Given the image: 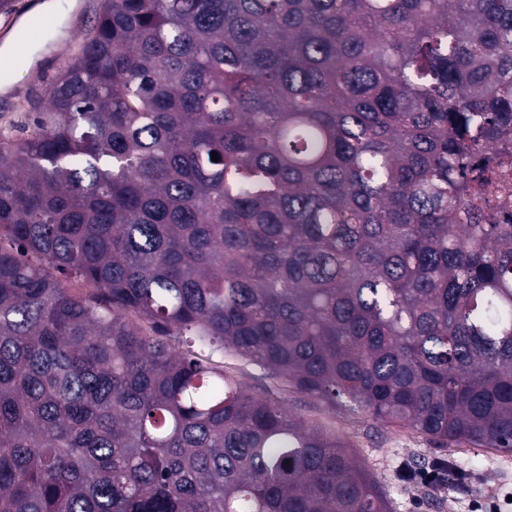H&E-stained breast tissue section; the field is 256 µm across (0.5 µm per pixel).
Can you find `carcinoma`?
Listing matches in <instances>:
<instances>
[{
	"label": "carcinoma",
	"mask_w": 512,
	"mask_h": 512,
	"mask_svg": "<svg viewBox=\"0 0 512 512\" xmlns=\"http://www.w3.org/2000/svg\"><path fill=\"white\" fill-rule=\"evenodd\" d=\"M30 111L0 126V512H389L226 356L512 452L482 195L512 0H102Z\"/></svg>",
	"instance_id": "1"
}]
</instances>
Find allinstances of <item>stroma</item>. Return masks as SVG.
<instances>
[{"label": "stroma", "mask_w": 512, "mask_h": 512, "mask_svg": "<svg viewBox=\"0 0 512 512\" xmlns=\"http://www.w3.org/2000/svg\"><path fill=\"white\" fill-rule=\"evenodd\" d=\"M75 51L74 36L49 43L40 65L8 91L0 90V123L26 121V101L46 98L49 83L41 79V71L59 73ZM284 397L290 413L350 444L358 463L387 497L391 512H471V501L490 495L496 496L499 512H512V453L466 445L437 448L410 429L384 426L293 390ZM438 463L452 466L453 475L432 487L421 484L420 472L432 471Z\"/></svg>", "instance_id": "obj_1"}]
</instances>
